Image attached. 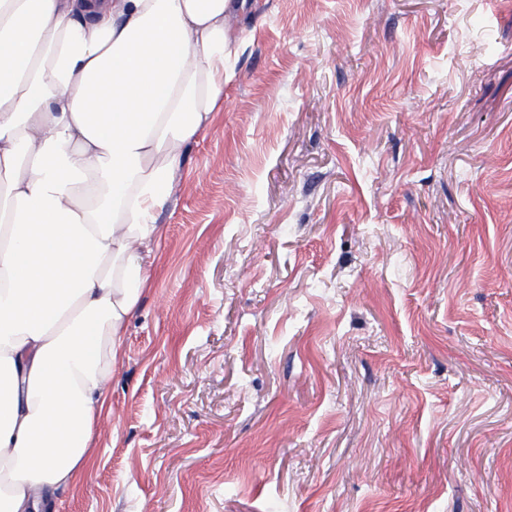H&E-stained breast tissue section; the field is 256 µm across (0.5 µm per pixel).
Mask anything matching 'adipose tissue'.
Segmentation results:
<instances>
[{"label": "adipose tissue", "instance_id": "ef3b65f1", "mask_svg": "<svg viewBox=\"0 0 512 512\" xmlns=\"http://www.w3.org/2000/svg\"><path fill=\"white\" fill-rule=\"evenodd\" d=\"M247 0H0V512H59Z\"/></svg>", "mask_w": 512, "mask_h": 512}]
</instances>
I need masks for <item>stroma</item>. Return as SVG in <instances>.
<instances>
[{
    "mask_svg": "<svg viewBox=\"0 0 512 512\" xmlns=\"http://www.w3.org/2000/svg\"><path fill=\"white\" fill-rule=\"evenodd\" d=\"M60 512H512V0H255Z\"/></svg>",
    "mask_w": 512,
    "mask_h": 512,
    "instance_id": "35a3bbf8",
    "label": "stroma"
}]
</instances>
